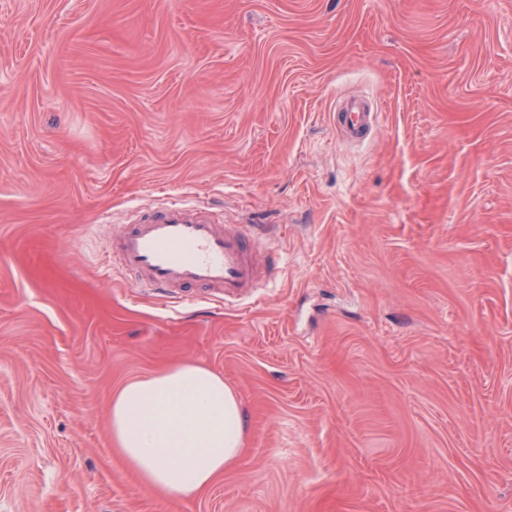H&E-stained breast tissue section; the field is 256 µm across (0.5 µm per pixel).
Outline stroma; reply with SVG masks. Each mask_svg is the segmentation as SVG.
<instances>
[{
	"label": "stroma",
	"mask_w": 512,
	"mask_h": 512,
	"mask_svg": "<svg viewBox=\"0 0 512 512\" xmlns=\"http://www.w3.org/2000/svg\"><path fill=\"white\" fill-rule=\"evenodd\" d=\"M171 197L266 226L269 286L105 257ZM186 361L247 434L172 502L110 409ZM0 512H512V0H0ZM378 114L363 100H350L337 114V124L343 139L349 143L362 142L377 121Z\"/></svg>",
	"instance_id": "1"
}]
</instances>
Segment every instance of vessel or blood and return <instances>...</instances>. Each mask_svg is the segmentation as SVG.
Returning a JSON list of instances; mask_svg holds the SVG:
<instances>
[{"instance_id":"vessel-or-blood-1","label":"vessel or blood","mask_w":512,"mask_h":512,"mask_svg":"<svg viewBox=\"0 0 512 512\" xmlns=\"http://www.w3.org/2000/svg\"><path fill=\"white\" fill-rule=\"evenodd\" d=\"M376 121V112L356 99L337 114L339 130L350 143L364 141ZM260 239L245 226L218 224L202 209L170 202L124 225L109 248L122 268L157 293L216 289L225 302L235 303L253 296L281 262L269 247L264 265H257L253 254Z\"/></svg>"}]
</instances>
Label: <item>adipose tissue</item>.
I'll return each instance as SVG.
<instances>
[{
    "instance_id": "obj_1",
    "label": "adipose tissue",
    "mask_w": 512,
    "mask_h": 512,
    "mask_svg": "<svg viewBox=\"0 0 512 512\" xmlns=\"http://www.w3.org/2000/svg\"><path fill=\"white\" fill-rule=\"evenodd\" d=\"M246 428L237 393L193 362L134 378L112 398L113 445L143 487L170 500L202 493L236 462Z\"/></svg>"
}]
</instances>
